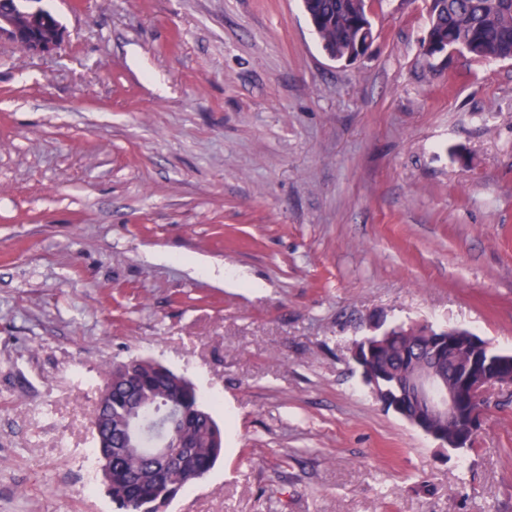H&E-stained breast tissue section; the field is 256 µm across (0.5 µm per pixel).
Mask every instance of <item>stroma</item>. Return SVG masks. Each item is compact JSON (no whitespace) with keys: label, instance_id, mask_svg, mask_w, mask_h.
<instances>
[{"label":"stroma","instance_id":"stroma-1","mask_svg":"<svg viewBox=\"0 0 512 512\" xmlns=\"http://www.w3.org/2000/svg\"><path fill=\"white\" fill-rule=\"evenodd\" d=\"M0 41V512H113L90 413L132 356L214 402L166 512H512V394L474 451L383 408L369 318L512 353V60L420 56L384 0L353 62L301 0H45ZM42 0H1L0 40L26 42L29 53L39 56L56 54L64 40L58 16L40 5Z\"/></svg>","mask_w":512,"mask_h":512}]
</instances>
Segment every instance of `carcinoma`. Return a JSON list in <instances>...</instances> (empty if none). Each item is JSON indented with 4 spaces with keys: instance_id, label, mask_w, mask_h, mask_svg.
Returning a JSON list of instances; mask_svg holds the SVG:
<instances>
[{
    "instance_id": "carcinoma-1",
    "label": "carcinoma",
    "mask_w": 512,
    "mask_h": 512,
    "mask_svg": "<svg viewBox=\"0 0 512 512\" xmlns=\"http://www.w3.org/2000/svg\"><path fill=\"white\" fill-rule=\"evenodd\" d=\"M382 2L303 0V7L320 28L323 50L336 61H346L373 35L370 13ZM424 2L430 40L444 41L477 61L512 60V0ZM390 330L394 340L379 357L378 367L395 375L402 355L416 354L415 329L392 325ZM171 403L180 408L170 441L178 460L173 467H153L138 449L149 447L159 431L152 428L143 442L128 443L127 427L145 411L159 414ZM91 425L96 459L111 460L103 485L115 512H161L186 486L207 476L223 451L222 430L196 385L145 357H131L104 371ZM428 428L450 440L462 437L459 452L473 449L475 438L464 435L463 427L454 431L443 419L432 417Z\"/></svg>"
}]
</instances>
